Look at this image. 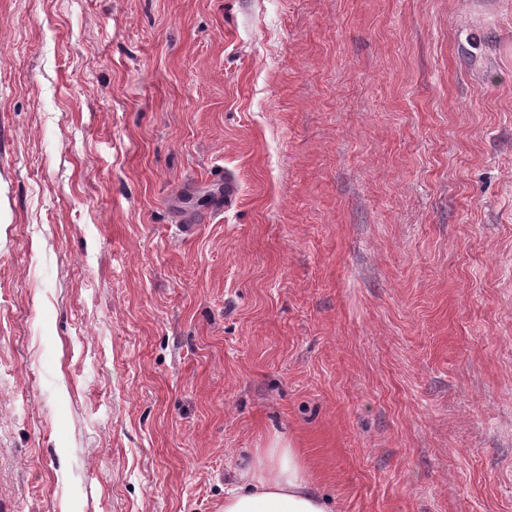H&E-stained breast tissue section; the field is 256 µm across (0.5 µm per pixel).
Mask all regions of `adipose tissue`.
Here are the masks:
<instances>
[{"mask_svg": "<svg viewBox=\"0 0 512 512\" xmlns=\"http://www.w3.org/2000/svg\"><path fill=\"white\" fill-rule=\"evenodd\" d=\"M224 512H332V506L315 492L300 453L277 436L233 468Z\"/></svg>", "mask_w": 512, "mask_h": 512, "instance_id": "adipose-tissue-1", "label": "adipose tissue"}]
</instances>
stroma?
Masks as SVG:
<instances>
[{
  "label": "stroma",
  "mask_w": 512,
  "mask_h": 512,
  "mask_svg": "<svg viewBox=\"0 0 512 512\" xmlns=\"http://www.w3.org/2000/svg\"><path fill=\"white\" fill-rule=\"evenodd\" d=\"M277 435L512 512V0H0V512H222Z\"/></svg>",
  "instance_id": "1"
}]
</instances>
